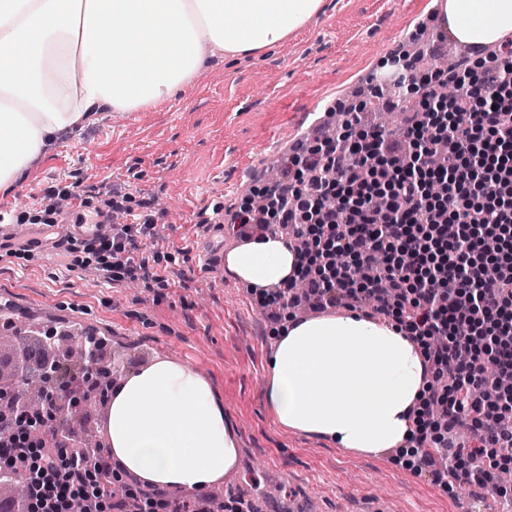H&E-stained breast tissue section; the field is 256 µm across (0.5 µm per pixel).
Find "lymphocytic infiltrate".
I'll list each match as a JSON object with an SVG mask.
<instances>
[{
  "instance_id": "lymphocytic-infiltrate-1",
  "label": "lymphocytic infiltrate",
  "mask_w": 512,
  "mask_h": 512,
  "mask_svg": "<svg viewBox=\"0 0 512 512\" xmlns=\"http://www.w3.org/2000/svg\"><path fill=\"white\" fill-rule=\"evenodd\" d=\"M398 137L347 110L333 136L289 156L264 208L236 210L232 223L288 227L301 257L294 280L264 294L278 310L298 293L321 310L366 304L393 317L428 364L423 409L411 442L421 453L409 468L442 485L489 488L503 496L512 471V42L476 62L436 70ZM76 207L84 239L109 282L158 280L138 256L153 227L131 223L126 198L103 207L62 192ZM304 291H297V284ZM46 406L66 400L90 375V363L53 362ZM448 410L447 420L435 416ZM18 399L0 407V472L20 475L25 494L0 512H131L142 498L113 489L108 450L50 437L32 451L20 432L35 419ZM467 425L470 436L449 434Z\"/></svg>"
}]
</instances>
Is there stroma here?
I'll list each match as a JSON object with an SVG mask.
<instances>
[{"instance_id":"stroma-1","label":"stroma","mask_w":512,"mask_h":512,"mask_svg":"<svg viewBox=\"0 0 512 512\" xmlns=\"http://www.w3.org/2000/svg\"><path fill=\"white\" fill-rule=\"evenodd\" d=\"M432 0H325L305 29L260 56L210 67L181 98L105 118L65 136L33 163L21 188L0 195L5 223L41 220L44 193L70 186L92 203L106 187L165 200L148 215L159 280L108 283L83 265V243L52 257L0 255V306L40 315L44 330L80 322L105 354L124 353L126 372L159 359L193 366L224 405L237 465L211 484L225 503H248L273 488L262 512H512V501L479 487L447 491L431 478L378 456L282 426L263 395L276 338L256 295L232 276L208 271L206 238L238 246L227 222L266 184L299 141L315 140L312 109L357 104L392 54L411 55L418 80L451 48ZM222 225L208 235L206 223Z\"/></svg>"}]
</instances>
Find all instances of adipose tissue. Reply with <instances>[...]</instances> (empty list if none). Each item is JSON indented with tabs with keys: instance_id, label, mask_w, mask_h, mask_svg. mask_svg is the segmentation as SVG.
Listing matches in <instances>:
<instances>
[{
	"instance_id": "obj_1",
	"label": "adipose tissue",
	"mask_w": 512,
	"mask_h": 512,
	"mask_svg": "<svg viewBox=\"0 0 512 512\" xmlns=\"http://www.w3.org/2000/svg\"><path fill=\"white\" fill-rule=\"evenodd\" d=\"M325 0H0V195L12 193L59 137L109 112H142L186 94L214 60L257 56L315 19ZM460 42L512 37V0H439ZM298 256L266 237L224 256L245 285L292 279ZM265 399L285 427L372 455L404 445L428 378L415 342L359 312L288 321ZM111 455L171 489L221 479L237 448L210 385L161 360L112 399Z\"/></svg>"
}]
</instances>
